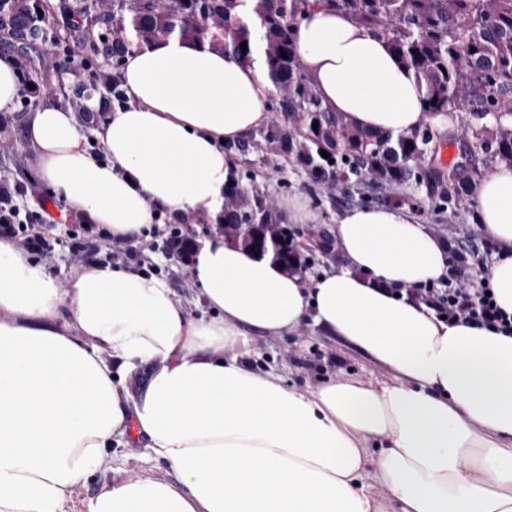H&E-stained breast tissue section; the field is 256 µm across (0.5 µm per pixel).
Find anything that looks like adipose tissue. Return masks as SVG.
<instances>
[{
	"label": "adipose tissue",
	"instance_id": "obj_1",
	"mask_svg": "<svg viewBox=\"0 0 512 512\" xmlns=\"http://www.w3.org/2000/svg\"><path fill=\"white\" fill-rule=\"evenodd\" d=\"M294 44L320 99L358 126L397 136L445 122L386 41L346 14L308 10ZM122 80L132 105L94 130L54 104L35 113L44 184L115 238L141 237L160 212L217 220L224 147L269 120L267 77L169 39L127 53ZM474 193L498 247L490 282L512 314V167ZM336 239L341 268L309 280L213 231L189 269L208 308L195 318L161 276L98 261L62 282L0 238V512H73L130 419L179 482L115 480L83 512H512V335L443 321L407 295L445 279L450 252L403 210L348 209ZM307 323L390 380L288 388L235 355L250 330ZM145 364L151 378L131 393Z\"/></svg>",
	"mask_w": 512,
	"mask_h": 512
}]
</instances>
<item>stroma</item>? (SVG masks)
Wrapping results in <instances>:
<instances>
[{
	"label": "stroma",
	"instance_id": "stroma-1",
	"mask_svg": "<svg viewBox=\"0 0 512 512\" xmlns=\"http://www.w3.org/2000/svg\"><path fill=\"white\" fill-rule=\"evenodd\" d=\"M8 126L0 132V143L19 147V154L10 156L6 175L0 177V187L10 186L14 202L21 213L35 215L36 208L30 198L31 185L39 184L35 155L27 135L30 115L7 113ZM236 175L248 190L274 201L302 196L315 216L314 223L326 231H334L340 215L347 209L364 205H383L386 197L399 196L402 207L417 221L427 224L433 232L452 246H472L480 249L486 264H493L495 254L484 249L483 236L478 232L479 205L476 196H463L446 202L433 181L379 186L363 179L357 191L350 194L328 192L323 185L314 183L308 171L278 154L261 138L259 130L245 134L235 144L226 146ZM160 228L155 235L132 244L137 253L136 263L147 271L164 276L177 299L187 302L192 315H200L204 305L199 301L189 279V267L166 256L161 246L168 236V216L159 219ZM77 222L58 219L48 230L57 241L54 256L48 268L51 275L62 278L80 266L71 248L70 239L78 230ZM244 359L251 366L271 369L284 385L299 389L313 387L323 380L339 377L362 380L369 376H384L385 370L372 357L344 337L328 334L311 326H303L290 336H268L252 332L248 352ZM111 472L93 474L80 489L79 501L96 496L105 483L137 476H163L164 464L152 459L143 437L129 435L112 447Z\"/></svg>",
	"mask_w": 512,
	"mask_h": 512
}]
</instances>
